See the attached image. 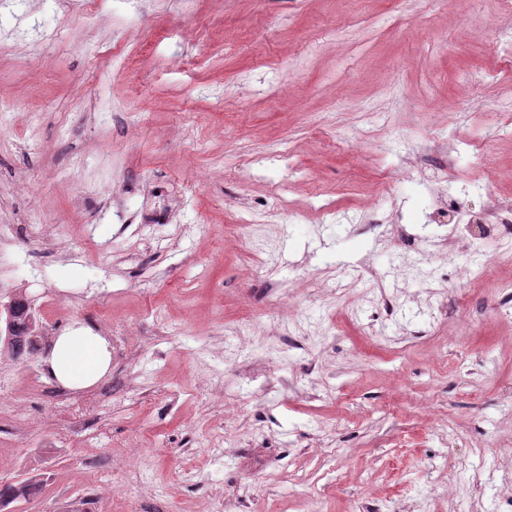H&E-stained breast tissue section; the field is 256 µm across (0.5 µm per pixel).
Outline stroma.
Wrapping results in <instances>:
<instances>
[{"instance_id":"35a3bbf8","label":"stroma","mask_w":512,"mask_h":512,"mask_svg":"<svg viewBox=\"0 0 512 512\" xmlns=\"http://www.w3.org/2000/svg\"><path fill=\"white\" fill-rule=\"evenodd\" d=\"M136 5L128 16L99 0L102 18L89 21L54 0H0V41L17 42L0 55V98L46 107L39 142L0 128V224L26 213L59 221L67 250L61 261L31 249L0 268V304L23 294L38 322L116 328L102 381L111 395L95 406L89 388L54 410L42 364L50 337L23 358L0 356L14 392L0 404V484L43 481L39 495L5 512H199L243 494L250 512H307L313 499L320 512H496L498 486L476 476L497 464L512 471V458L486 452L512 433V316L498 296L465 292V257L438 258L421 230L430 221L422 202L456 192L472 143L512 169V131L496 116L512 89H462L474 72L512 65L496 43L494 0L484 34L462 38L448 0ZM331 22L341 26L336 39H316ZM117 38L128 56L120 69ZM116 97L141 113L136 128L86 120ZM63 117L75 130L66 143L56 138ZM336 122L365 144L330 147ZM427 125L459 141L456 172L432 152L396 179L404 149L393 129ZM272 146L287 152L290 175L259 167ZM76 148L86 153L84 177L109 182L81 207V179L63 171ZM148 180L162 191L155 205L177 210L178 223H113L114 211L145 204L136 188ZM315 187L348 217L377 201L378 216L407 236L395 244L349 221L319 233L304 215ZM281 196L295 214L270 226L279 250L259 278L245 279L247 249L225 242L224 227ZM365 255L374 274L360 286L385 288L392 313L327 302L299 278L301 263L353 269ZM290 289L301 298L304 349L282 345L268 317L246 332L286 385L226 415L224 394L237 384L223 353L237 344L235 326L246 307ZM433 325L466 332L468 346L431 355L417 334ZM137 345L145 353L122 361L121 348ZM16 406L28 409L19 432ZM90 447L95 471L84 462Z\"/></svg>"}]
</instances>
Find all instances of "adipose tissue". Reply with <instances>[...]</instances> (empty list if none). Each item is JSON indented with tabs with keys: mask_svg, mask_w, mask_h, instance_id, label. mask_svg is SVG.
<instances>
[{
	"mask_svg": "<svg viewBox=\"0 0 512 512\" xmlns=\"http://www.w3.org/2000/svg\"><path fill=\"white\" fill-rule=\"evenodd\" d=\"M111 362L109 339L78 323L54 337L43 358L48 376L72 391L93 387L108 374Z\"/></svg>",
	"mask_w": 512,
	"mask_h": 512,
	"instance_id": "1",
	"label": "adipose tissue"
}]
</instances>
